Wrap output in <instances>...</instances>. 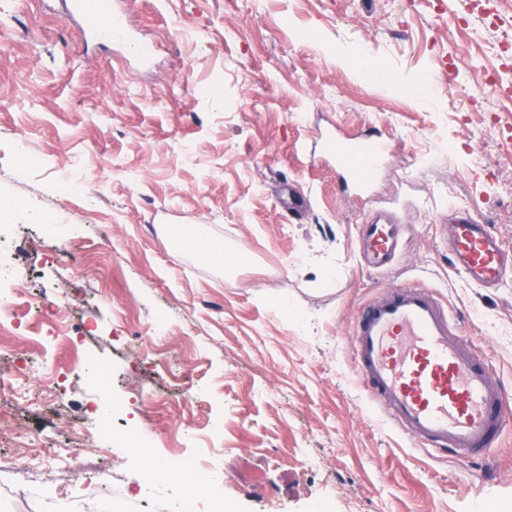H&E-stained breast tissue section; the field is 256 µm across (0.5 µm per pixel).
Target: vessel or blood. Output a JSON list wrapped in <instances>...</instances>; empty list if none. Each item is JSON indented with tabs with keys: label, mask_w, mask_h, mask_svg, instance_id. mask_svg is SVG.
Wrapping results in <instances>:
<instances>
[{
	"label": "vessel or blood",
	"mask_w": 512,
	"mask_h": 512,
	"mask_svg": "<svg viewBox=\"0 0 512 512\" xmlns=\"http://www.w3.org/2000/svg\"><path fill=\"white\" fill-rule=\"evenodd\" d=\"M73 8L84 19L90 38L130 41V29L111 0H73ZM388 152L382 139L347 143L328 135L323 142L324 156L361 188L367 187ZM444 233L452 266L471 281L492 288L512 268V254L472 211L452 210ZM397 247V237L385 221H369L366 268L387 270ZM350 342L372 401L415 444L480 455L512 423V391L495 379L489 361L463 334L458 319L432 287H381L359 305Z\"/></svg>",
	"instance_id": "b4317fda"
}]
</instances>
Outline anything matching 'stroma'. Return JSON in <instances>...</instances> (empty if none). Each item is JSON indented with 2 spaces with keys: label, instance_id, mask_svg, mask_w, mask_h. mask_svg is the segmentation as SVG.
Masks as SVG:
<instances>
[{
  "label": "stroma",
  "instance_id": "stroma-1",
  "mask_svg": "<svg viewBox=\"0 0 512 512\" xmlns=\"http://www.w3.org/2000/svg\"><path fill=\"white\" fill-rule=\"evenodd\" d=\"M141 61L87 42L66 0H0V194L67 232L15 230L33 294L59 296L47 349L61 381L29 370L0 399V512H171L183 485L142 505L145 468L202 460L228 512H512V427L481 456L415 446L376 409L350 316L381 286L438 290L498 382L512 388V270L482 288L454 270L441 224L467 208L512 252V0H119ZM40 168L15 169L18 130ZM378 131L391 157L367 193L312 161L317 132ZM86 192L63 196L66 176ZM306 203L288 220L289 191ZM405 227L391 272L363 268L357 226ZM186 228L249 253L202 261ZM79 255L53 263L54 250ZM0 333V373L46 331ZM170 332L154 336L156 320ZM122 397L150 457L103 437L90 409ZM37 469L29 482L19 472Z\"/></svg>",
  "mask_w": 512,
  "mask_h": 512
}]
</instances>
